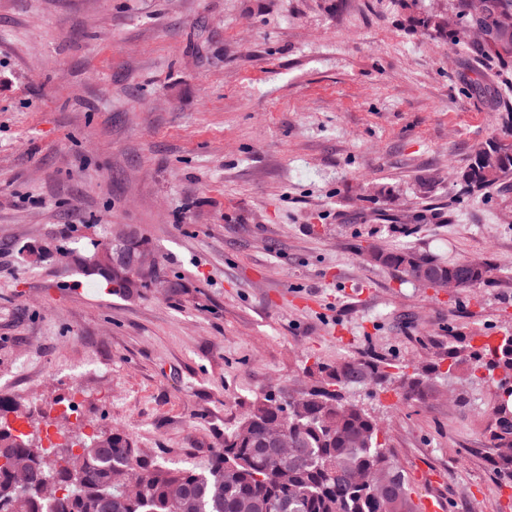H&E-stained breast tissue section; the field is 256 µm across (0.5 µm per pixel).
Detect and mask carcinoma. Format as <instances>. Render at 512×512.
<instances>
[{"label": "carcinoma", "mask_w": 512, "mask_h": 512, "mask_svg": "<svg viewBox=\"0 0 512 512\" xmlns=\"http://www.w3.org/2000/svg\"><path fill=\"white\" fill-rule=\"evenodd\" d=\"M448 10L465 21L460 30H449L436 15L412 16L410 23L445 42L461 40L480 24L490 39L476 46L480 55L502 63L512 61V0H485L481 19L473 18L468 0H448ZM512 178V140L492 139L478 148L461 172L464 189L471 192ZM367 260L393 268L408 277L427 267L432 279H453L463 288H476L492 281L494 268L467 260L442 263L410 248L383 250L369 247ZM80 270L98 275L123 295L125 280L110 269L84 265ZM467 364L471 373H489L494 383L487 437L493 454L491 465L512 477V336L486 340L472 349L448 352V371ZM440 362L428 363L411 374L396 376L388 366L373 360H343L308 372L312 385L302 392L283 396L269 391L255 399L243 417L224 429V441L203 466L171 467L137 448L119 429L91 435L79 442L84 457L80 478L70 475L50 451L24 440L13 424L3 421L19 413V405L0 399V512H418L408 479L381 441L380 421L344 391L366 385H393L407 399L424 398L432 389ZM281 423L300 448V455L283 464L267 442V428ZM46 476L53 486L44 497L36 487L15 486L18 469ZM136 474L143 492L131 498L112 486V472ZM381 479L388 491L377 492L371 483ZM181 485L180 500L170 488ZM63 490L61 498L55 492Z\"/></svg>", "instance_id": "cac0c4a2"}]
</instances>
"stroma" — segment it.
Here are the masks:
<instances>
[{"mask_svg": "<svg viewBox=\"0 0 512 512\" xmlns=\"http://www.w3.org/2000/svg\"><path fill=\"white\" fill-rule=\"evenodd\" d=\"M444 4L0 0V397L35 445L80 421L202 465L314 364L409 372L461 337L512 334V181L469 195L459 180L512 135L491 98L512 102V64L408 26ZM124 227L179 292L129 299L56 251ZM369 244L497 272L425 288L364 261ZM492 391L462 369L422 399L347 397L413 495L512 512L487 461Z\"/></svg>", "mask_w": 512, "mask_h": 512, "instance_id": "1", "label": "stroma"}]
</instances>
